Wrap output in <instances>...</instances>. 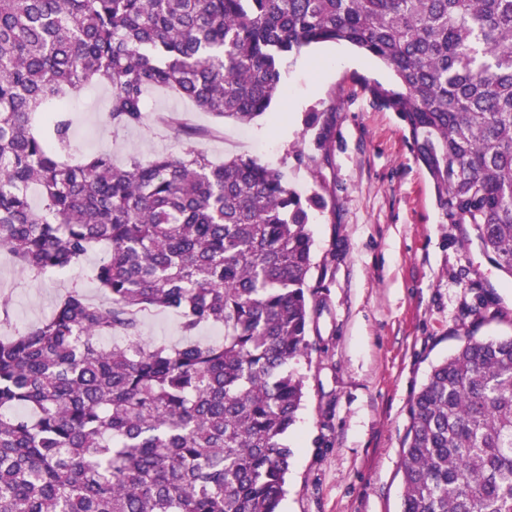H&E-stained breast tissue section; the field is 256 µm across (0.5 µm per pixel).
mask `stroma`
I'll return each mask as SVG.
<instances>
[{
  "label": "stroma",
  "instance_id": "stroma-1",
  "mask_svg": "<svg viewBox=\"0 0 512 512\" xmlns=\"http://www.w3.org/2000/svg\"><path fill=\"white\" fill-rule=\"evenodd\" d=\"M393 80L350 45L324 43L285 60L282 96L247 124L217 123L187 100L152 92L149 113H178L202 132L191 140L153 123L108 134L109 90L98 84L69 103L76 155L106 150L118 166L132 154L178 156L191 146L215 161L257 155L301 194H324L326 209L311 216L318 315L312 354L297 366L306 395L289 436L282 512H401L410 407L432 366L466 333L512 336V282L469 241L468 225L443 223L403 121L370 98L367 82ZM314 108L326 110L330 139L316 168L307 157L318 132L304 125ZM106 251L97 246L71 270L40 276L0 255V287L12 301L0 336L37 325L70 289L102 299L94 271Z\"/></svg>",
  "mask_w": 512,
  "mask_h": 512
}]
</instances>
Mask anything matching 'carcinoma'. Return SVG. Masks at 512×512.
Here are the masks:
<instances>
[{"instance_id": "cac0c4a2", "label": "carcinoma", "mask_w": 512, "mask_h": 512, "mask_svg": "<svg viewBox=\"0 0 512 512\" xmlns=\"http://www.w3.org/2000/svg\"><path fill=\"white\" fill-rule=\"evenodd\" d=\"M326 42L392 70L373 102L405 122L445 223L512 278V0H0V252L43 274L108 246L105 300L72 290L0 336V512H280L325 197L253 156L74 162L65 105L102 81L116 131L147 123L154 90L246 124L282 61ZM305 125L326 150V111ZM152 310L182 343L141 342ZM210 325L224 338L198 341ZM401 471L402 512H512V336L466 334L431 368Z\"/></svg>"}]
</instances>
